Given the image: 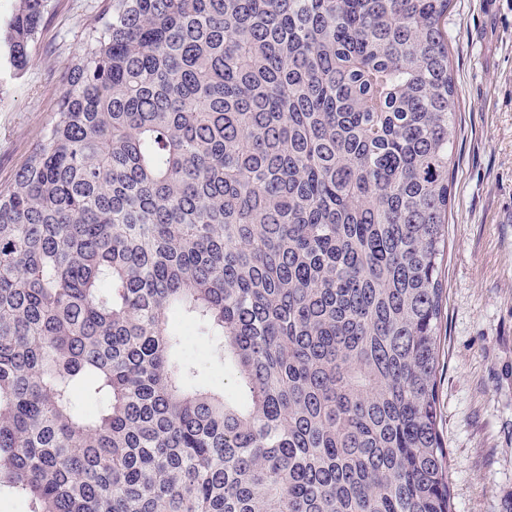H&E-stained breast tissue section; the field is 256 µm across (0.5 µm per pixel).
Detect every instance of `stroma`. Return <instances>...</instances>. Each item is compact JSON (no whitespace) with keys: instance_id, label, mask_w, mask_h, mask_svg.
<instances>
[{"instance_id":"1","label":"stroma","mask_w":512,"mask_h":512,"mask_svg":"<svg viewBox=\"0 0 512 512\" xmlns=\"http://www.w3.org/2000/svg\"><path fill=\"white\" fill-rule=\"evenodd\" d=\"M105 0H52L22 71L0 59V188L54 117L69 70ZM457 89L437 423L453 512H512V0H452ZM178 356L198 385L234 391L211 337L188 317Z\"/></svg>"}]
</instances>
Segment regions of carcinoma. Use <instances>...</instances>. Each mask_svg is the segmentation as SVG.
<instances>
[{"instance_id": "carcinoma-1", "label": "carcinoma", "mask_w": 512, "mask_h": 512, "mask_svg": "<svg viewBox=\"0 0 512 512\" xmlns=\"http://www.w3.org/2000/svg\"><path fill=\"white\" fill-rule=\"evenodd\" d=\"M450 4L107 0L0 189V494L28 512H452ZM49 7L17 0L13 69ZM178 312L216 337L236 395L174 357Z\"/></svg>"}]
</instances>
